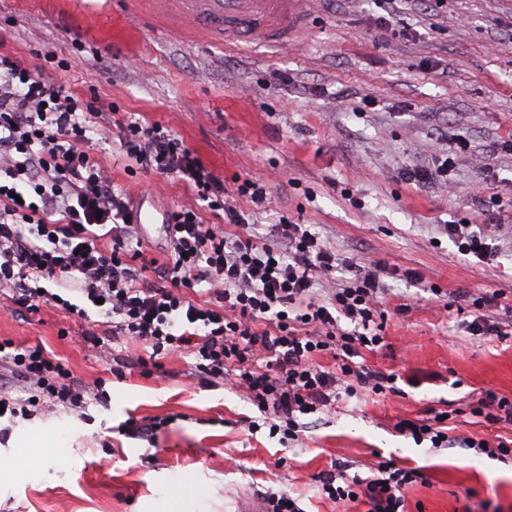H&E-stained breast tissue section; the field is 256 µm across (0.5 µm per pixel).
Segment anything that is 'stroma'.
Wrapping results in <instances>:
<instances>
[{
  "mask_svg": "<svg viewBox=\"0 0 512 512\" xmlns=\"http://www.w3.org/2000/svg\"><path fill=\"white\" fill-rule=\"evenodd\" d=\"M305 31L287 46H223L157 24L144 0H0V51L53 55L45 78L110 103L117 121L157 122L179 135L226 185L265 181L255 233L273 224L314 225L343 263H378L391 312L370 368L414 377L404 395H364L308 416L298 440L280 444L243 390L205 388L189 354L166 374L134 368L147 349L95 358L83 336L94 324L41 305L0 317V340L42 345L74 375L102 378L107 404L85 416L60 408L0 436V512H261L266 491L298 497L304 512H342L319 498L314 478L331 461L366 475L377 457L418 467L426 484L405 490L406 512H512V461L434 449L396 432L398 418L467 407L492 390L512 398V332L471 336L461 315L428 291L502 293L512 304V0H306ZM453 188L406 183L404 168L433 166L454 147ZM119 143L94 154L116 188L164 213L187 206L217 217L175 177L125 171ZM488 224L493 264L458 254L444 224ZM413 278H406V271ZM408 313L397 314L399 305ZM155 418L154 443L120 435L128 418ZM285 465H278L279 457Z\"/></svg>",
  "mask_w": 512,
  "mask_h": 512,
  "instance_id": "stroma-1",
  "label": "stroma"
}]
</instances>
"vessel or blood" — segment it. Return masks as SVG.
<instances>
[{"label": "vessel or blood", "mask_w": 512, "mask_h": 512, "mask_svg": "<svg viewBox=\"0 0 512 512\" xmlns=\"http://www.w3.org/2000/svg\"><path fill=\"white\" fill-rule=\"evenodd\" d=\"M304 0H151L156 21L187 29L203 43L259 39L288 44L303 26Z\"/></svg>", "instance_id": "1"}]
</instances>
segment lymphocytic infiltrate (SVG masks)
Here are the masks:
<instances>
[{
	"instance_id": "f902f5d3",
	"label": "lymphocytic infiltrate",
	"mask_w": 512,
	"mask_h": 512,
	"mask_svg": "<svg viewBox=\"0 0 512 512\" xmlns=\"http://www.w3.org/2000/svg\"><path fill=\"white\" fill-rule=\"evenodd\" d=\"M109 122L105 104L44 78L41 67L0 52V287L17 309L37 312L46 303L81 319L97 313L100 332L84 341L102 360L105 335L151 346L139 359L143 376L162 374L158 355L187 351L206 386L243 389L282 441L297 440L307 414L368 391L398 393L390 373L361 363L362 351L384 342L386 290L378 271L348 267L346 285L319 293L317 279L335 273V250L310 224H282L272 247L249 233L242 203L262 205L265 184L247 179L235 190L209 170L178 135L153 123L119 127L127 162L176 175L194 189L219 224L203 223L192 208L170 213L166 259L147 257L130 197L116 191L112 174L91 153ZM459 254L490 258L487 231L477 224H448ZM332 355L336 365L320 362ZM10 380L0 405L11 417L30 419L34 401L83 409L95 393L107 402L105 379L77 380L38 345L0 341ZM23 387L28 398H12ZM455 410H429L398 419L397 432L435 448H462L512 456V438L453 435ZM416 468L374 464L367 477L349 475L339 462L319 474L318 491L332 502L367 512H402L404 491L424 482Z\"/></svg>"
}]
</instances>
